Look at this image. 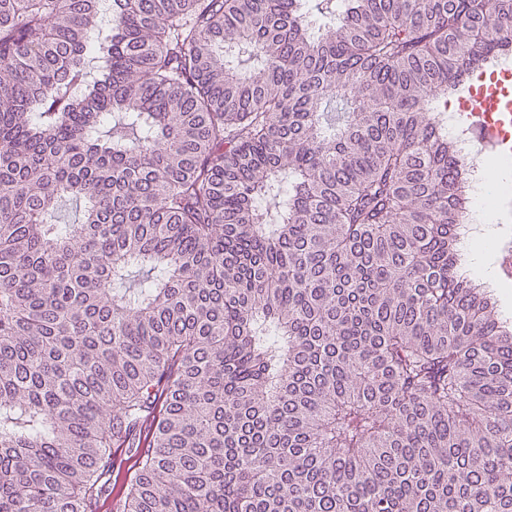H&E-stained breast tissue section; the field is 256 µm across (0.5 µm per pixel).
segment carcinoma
Returning a JSON list of instances; mask_svg holds the SVG:
<instances>
[{"label": "carcinoma", "mask_w": 512, "mask_h": 512, "mask_svg": "<svg viewBox=\"0 0 512 512\" xmlns=\"http://www.w3.org/2000/svg\"><path fill=\"white\" fill-rule=\"evenodd\" d=\"M104 15L0 0V512H94L120 448L118 512H512V330L435 116L512 0Z\"/></svg>", "instance_id": "cac0c4a2"}]
</instances>
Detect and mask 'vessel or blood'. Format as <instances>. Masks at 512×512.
<instances>
[{
	"instance_id": "obj_1",
	"label": "vessel or blood",
	"mask_w": 512,
	"mask_h": 512,
	"mask_svg": "<svg viewBox=\"0 0 512 512\" xmlns=\"http://www.w3.org/2000/svg\"><path fill=\"white\" fill-rule=\"evenodd\" d=\"M464 110L489 144L504 145L501 129L512 125V77L503 75L494 85L479 87L465 100Z\"/></svg>"
}]
</instances>
